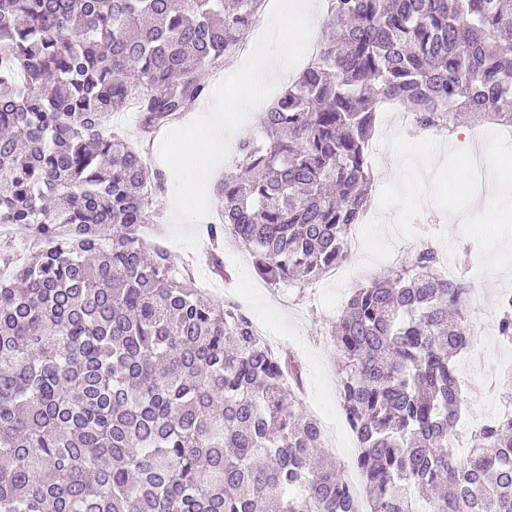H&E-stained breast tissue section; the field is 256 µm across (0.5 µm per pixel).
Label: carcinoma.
Returning a JSON list of instances; mask_svg holds the SVG:
<instances>
[{
	"instance_id": "carcinoma-1",
	"label": "carcinoma",
	"mask_w": 512,
	"mask_h": 512,
	"mask_svg": "<svg viewBox=\"0 0 512 512\" xmlns=\"http://www.w3.org/2000/svg\"><path fill=\"white\" fill-rule=\"evenodd\" d=\"M264 0H0V512H355L295 401L298 361L147 242L164 175L142 144L204 97ZM315 59L216 186L206 262L230 233L277 288L348 254L380 105L453 133L512 126L506 0H329ZM135 104L138 137L113 132ZM425 245L355 289L331 327L369 512H512V417L458 460L457 356L472 284ZM498 330L512 337V294Z\"/></svg>"
}]
</instances>
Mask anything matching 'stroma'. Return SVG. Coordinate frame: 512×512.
Listing matches in <instances>:
<instances>
[{"label": "stroma", "instance_id": "1", "mask_svg": "<svg viewBox=\"0 0 512 512\" xmlns=\"http://www.w3.org/2000/svg\"><path fill=\"white\" fill-rule=\"evenodd\" d=\"M174 192L175 179L167 177L164 192L154 201L159 215L155 243L170 253L174 265H181L190 257L199 258L201 265L195 272L198 288L210 298H230L240 303L254 322L265 325L282 347L299 357L304 366V383L297 397L309 414L322 416L335 425L336 446L330 454L346 477H354V458L348 450L349 429L336 393L338 356L328 331L353 288L384 275L391 268V261L384 259L383 253L390 246L395 211L376 212L372 222L360 226L361 246L341 263L342 281L317 282L306 286L304 291H291L294 305L286 309L279 304L276 289L257 274L250 254L232 241L224 243L229 276L213 279L210 269L202 262L208 247L205 224L195 227L199 238L196 247L189 249L173 241L176 225L167 215V206ZM415 226L417 233L406 238L407 247L416 248L423 241H431L466 271L468 280L478 290L471 313L473 341L457 360V368L466 383L462 427L469 431L497 417L498 404L508 396L507 390L499 388L498 379L502 368L512 367V347L503 345L498 332L497 300L503 294L512 293V276L480 272L477 242L462 234L460 224L449 223L447 214L436 206H428Z\"/></svg>", "mask_w": 512, "mask_h": 512}]
</instances>
